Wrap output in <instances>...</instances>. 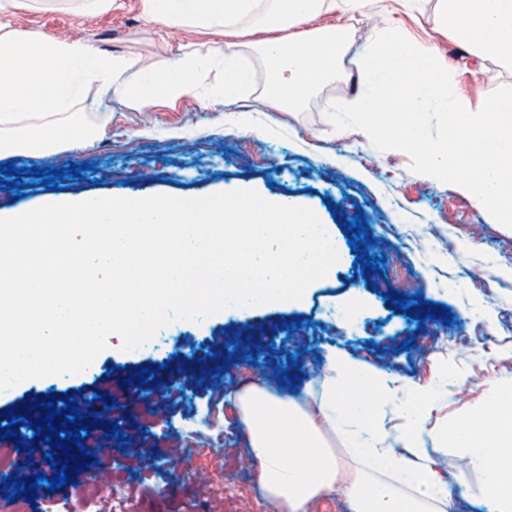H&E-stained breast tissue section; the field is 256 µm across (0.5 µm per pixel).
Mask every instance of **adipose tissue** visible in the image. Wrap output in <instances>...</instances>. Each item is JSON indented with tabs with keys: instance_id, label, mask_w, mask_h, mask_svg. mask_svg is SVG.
<instances>
[{
	"instance_id": "adipose-tissue-1",
	"label": "adipose tissue",
	"mask_w": 512,
	"mask_h": 512,
	"mask_svg": "<svg viewBox=\"0 0 512 512\" xmlns=\"http://www.w3.org/2000/svg\"><path fill=\"white\" fill-rule=\"evenodd\" d=\"M426 0H140L142 12L169 27L225 36L224 50L187 54L165 68L107 55L80 40L34 36L0 21V155L47 154L100 130L79 126L76 106L93 83L118 91L129 107L204 92L233 103L249 95L254 74L242 39L252 36L268 74L261 97L279 111L298 109L335 79L345 32L319 17L379 11L354 61L363 89L337 109L353 113L372 144L413 154L425 175L455 184L481 213L512 223V83L488 101L454 91V74L438 48L390 20L416 16ZM435 30L473 54L512 70V0H435ZM460 115L444 140L426 133L427 108ZM398 388L390 374L343 351L325 357L313 408L245 386L235 393L240 423L258 464L256 479L278 512H307L341 488L348 512H451L458 491L488 512H512V380L492 383L484 401L443 425H430L434 385ZM405 420L387 427L384 405ZM338 434L352 467H343L327 437ZM466 458L475 478L457 487L435 467L430 447Z\"/></svg>"
}]
</instances>
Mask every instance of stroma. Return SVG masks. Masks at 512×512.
Returning <instances> with one entry per match:
<instances>
[{"instance_id":"35a3bbf8","label":"stroma","mask_w":512,"mask_h":512,"mask_svg":"<svg viewBox=\"0 0 512 512\" xmlns=\"http://www.w3.org/2000/svg\"><path fill=\"white\" fill-rule=\"evenodd\" d=\"M120 2V8L78 19L65 0L48 6L19 0L12 24L50 39L80 38L99 51L144 64L168 63L191 50L205 55L224 43L204 31L150 20L139 0ZM436 39L455 71L456 92L473 101L512 79V71L462 51L450 38ZM349 72V65H342L336 79L294 112L276 111L253 94L233 108L219 97L203 103L187 95L134 110L93 84L77 109L85 123L101 127L98 139L53 154L15 157L26 188L20 198L0 191L2 210L33 207L50 195V188L32 185L31 170L92 161L95 171L63 178L60 197L192 198L253 189L312 209L337 236L340 255L328 275L296 302L180 322L172 334L154 336L136 354L122 350L120 337H111L88 371L28 380L0 395V425L8 423L4 411L34 397L65 396L74 389L82 409L132 373L161 369L165 376L153 385L165 398L160 421L150 423L144 407L127 402L112 414L120 431L137 448H180L194 430L195 412L222 410L227 455L213 458L209 479L223 481L232 512H269L233 398L239 386L263 383L262 364L290 366L292 356L311 344L321 352L344 349L395 377L436 383L434 425L483 401L492 382L512 378V223L481 214L454 184L431 182L414 156L370 144L348 113L330 111V103L355 92ZM334 205L342 218L333 217ZM358 213L384 258L381 270L367 277L343 233ZM386 292L422 294L429 303L446 305L454 322L437 318L417 324L383 300ZM290 321L297 327L289 331ZM245 326L251 340L227 350ZM404 342L409 350H401ZM444 364L457 367L459 378L438 382Z\"/></svg>"}]
</instances>
